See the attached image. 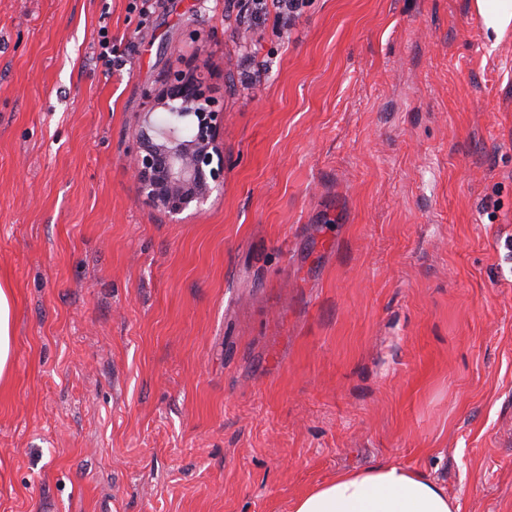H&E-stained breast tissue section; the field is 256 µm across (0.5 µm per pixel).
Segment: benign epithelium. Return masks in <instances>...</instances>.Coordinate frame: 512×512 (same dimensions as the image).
<instances>
[{
    "instance_id": "benign-epithelium-1",
    "label": "benign epithelium",
    "mask_w": 512,
    "mask_h": 512,
    "mask_svg": "<svg viewBox=\"0 0 512 512\" xmlns=\"http://www.w3.org/2000/svg\"><path fill=\"white\" fill-rule=\"evenodd\" d=\"M150 110L135 118L134 147L127 164L142 202L175 219L190 206L200 209L212 192L211 184L224 182V152L219 136L224 111L205 93L203 82L180 75L161 90L147 89ZM174 110L179 120L160 128L152 110Z\"/></svg>"
}]
</instances>
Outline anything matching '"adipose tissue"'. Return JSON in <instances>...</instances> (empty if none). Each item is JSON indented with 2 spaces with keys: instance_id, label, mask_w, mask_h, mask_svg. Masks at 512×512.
Segmentation results:
<instances>
[{
  "instance_id": "adipose-tissue-1",
  "label": "adipose tissue",
  "mask_w": 512,
  "mask_h": 512,
  "mask_svg": "<svg viewBox=\"0 0 512 512\" xmlns=\"http://www.w3.org/2000/svg\"><path fill=\"white\" fill-rule=\"evenodd\" d=\"M294 512H458L437 482L410 469L381 464L341 473L300 497Z\"/></svg>"
}]
</instances>
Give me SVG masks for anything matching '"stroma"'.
I'll use <instances>...</instances> for the list:
<instances>
[{"label": "stroma", "mask_w": 512, "mask_h": 512, "mask_svg": "<svg viewBox=\"0 0 512 512\" xmlns=\"http://www.w3.org/2000/svg\"><path fill=\"white\" fill-rule=\"evenodd\" d=\"M131 2L0 0V512H292L377 464L512 512V26ZM177 72L224 186L175 224L125 157ZM13 296L10 288L0 282V380L7 375L12 363Z\"/></svg>", "instance_id": "stroma-1"}]
</instances>
